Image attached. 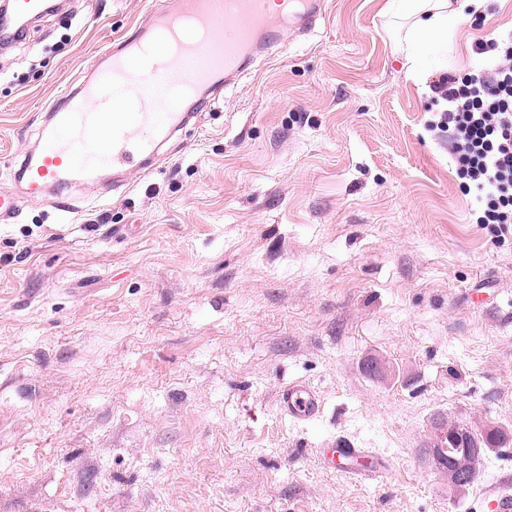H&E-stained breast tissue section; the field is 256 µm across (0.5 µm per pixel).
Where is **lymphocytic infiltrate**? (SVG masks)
Listing matches in <instances>:
<instances>
[{
    "mask_svg": "<svg viewBox=\"0 0 512 512\" xmlns=\"http://www.w3.org/2000/svg\"><path fill=\"white\" fill-rule=\"evenodd\" d=\"M483 65L438 85L437 129L446 132L463 193L474 194L477 221L512 224V32L478 43Z\"/></svg>",
    "mask_w": 512,
    "mask_h": 512,
    "instance_id": "f902f5d3",
    "label": "lymphocytic infiltrate"
}]
</instances>
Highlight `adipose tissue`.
I'll return each instance as SVG.
<instances>
[{
	"label": "adipose tissue",
	"instance_id": "obj_1",
	"mask_svg": "<svg viewBox=\"0 0 512 512\" xmlns=\"http://www.w3.org/2000/svg\"><path fill=\"white\" fill-rule=\"evenodd\" d=\"M389 7L407 26L400 54L410 72L420 69L427 55L443 52L449 31L461 20L451 0H390Z\"/></svg>",
	"mask_w": 512,
	"mask_h": 512
}]
</instances>
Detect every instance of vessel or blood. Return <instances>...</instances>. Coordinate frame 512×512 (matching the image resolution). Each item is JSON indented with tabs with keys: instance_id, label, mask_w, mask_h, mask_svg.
<instances>
[{
	"instance_id": "b4317fda",
	"label": "vessel or blood",
	"mask_w": 512,
	"mask_h": 512,
	"mask_svg": "<svg viewBox=\"0 0 512 512\" xmlns=\"http://www.w3.org/2000/svg\"><path fill=\"white\" fill-rule=\"evenodd\" d=\"M286 12L306 28L325 19L327 0H283ZM49 0H9L0 13V38L25 34ZM266 0H177L148 8L132 32L98 55L78 84L67 85L40 124L34 148L10 160L27 197L51 199L61 215L76 212L73 189L127 185L131 174L151 176L165 162L163 143L195 113L211 108L225 82L247 74L251 57L280 42ZM231 28L233 39L216 43L214 31ZM280 411L307 420L321 399L292 383L278 396ZM323 467L351 478H377L387 460L339 435L319 449Z\"/></svg>"
}]
</instances>
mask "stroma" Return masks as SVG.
<instances>
[{
  "instance_id": "stroma-1",
  "label": "stroma",
  "mask_w": 512,
  "mask_h": 512,
  "mask_svg": "<svg viewBox=\"0 0 512 512\" xmlns=\"http://www.w3.org/2000/svg\"><path fill=\"white\" fill-rule=\"evenodd\" d=\"M58 2L0 47V189L150 0ZM329 2L150 177L0 223V512H492L512 482V446L461 492L430 453L449 421L512 429V225L476 223L432 127L512 0L415 76L388 0ZM295 381L313 420L277 408ZM339 435L388 474L323 469Z\"/></svg>"
}]
</instances>
